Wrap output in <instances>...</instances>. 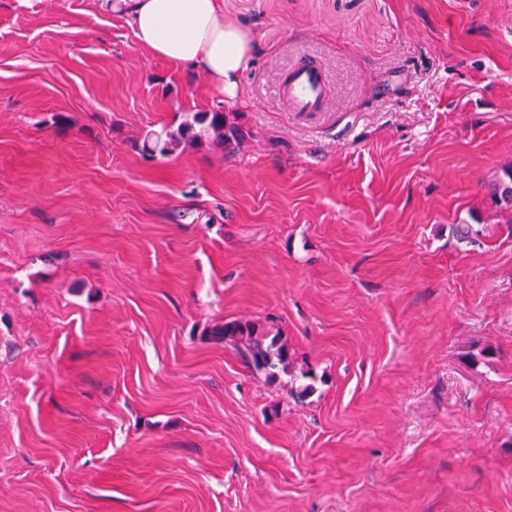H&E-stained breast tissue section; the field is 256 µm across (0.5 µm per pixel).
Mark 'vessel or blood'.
Here are the masks:
<instances>
[{"label": "vessel or blood", "mask_w": 512, "mask_h": 512, "mask_svg": "<svg viewBox=\"0 0 512 512\" xmlns=\"http://www.w3.org/2000/svg\"><path fill=\"white\" fill-rule=\"evenodd\" d=\"M328 77L323 66L310 57L300 58L279 87L280 95L293 112H320L326 102Z\"/></svg>", "instance_id": "vessel-or-blood-1"}]
</instances>
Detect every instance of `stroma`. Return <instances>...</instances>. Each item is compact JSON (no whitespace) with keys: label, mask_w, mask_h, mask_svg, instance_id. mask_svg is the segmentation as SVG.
I'll list each match as a JSON object with an SVG mask.
<instances>
[{"label":"stroma","mask_w":512,"mask_h":512,"mask_svg":"<svg viewBox=\"0 0 512 512\" xmlns=\"http://www.w3.org/2000/svg\"><path fill=\"white\" fill-rule=\"evenodd\" d=\"M224 18L233 99L94 0H0V512H512V0ZM304 56L324 111L278 94ZM216 109L240 141L143 157ZM204 336L233 342L239 347L247 368L263 372L269 377L288 373L292 366L288 343L278 335L266 342L265 335L259 332L253 322L234 320L215 324L205 330Z\"/></svg>","instance_id":"obj_1"}]
</instances>
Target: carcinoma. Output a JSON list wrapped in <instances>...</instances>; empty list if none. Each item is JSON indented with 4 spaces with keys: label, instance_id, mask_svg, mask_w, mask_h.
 <instances>
[{
    "label": "carcinoma",
    "instance_id": "carcinoma-1",
    "mask_svg": "<svg viewBox=\"0 0 512 512\" xmlns=\"http://www.w3.org/2000/svg\"><path fill=\"white\" fill-rule=\"evenodd\" d=\"M239 136L238 129L229 122L228 114L221 110L186 112L177 127L149 134L142 151L151 157L156 154L165 155L182 144H193L205 137L225 145ZM204 335L233 342L239 347L246 367L271 377L289 372L292 366L288 343L277 335L266 339L256 324L250 321L234 320L215 324L207 328Z\"/></svg>",
    "mask_w": 512,
    "mask_h": 512
}]
</instances>
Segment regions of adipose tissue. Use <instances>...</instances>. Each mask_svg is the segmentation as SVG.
<instances>
[{"mask_svg": "<svg viewBox=\"0 0 512 512\" xmlns=\"http://www.w3.org/2000/svg\"><path fill=\"white\" fill-rule=\"evenodd\" d=\"M99 8L125 15L141 47L198 71L226 96H236L252 42L225 21L223 0H99Z\"/></svg>", "mask_w": 512, "mask_h": 512, "instance_id": "obj_1", "label": "adipose tissue"}]
</instances>
